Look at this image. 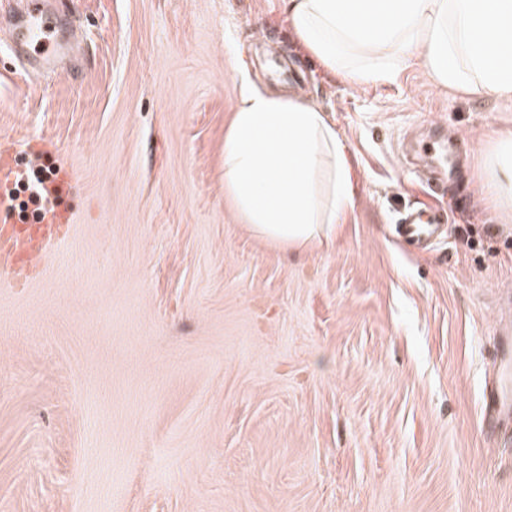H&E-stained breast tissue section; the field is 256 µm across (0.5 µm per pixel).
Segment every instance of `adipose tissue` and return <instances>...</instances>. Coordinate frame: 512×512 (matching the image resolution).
Wrapping results in <instances>:
<instances>
[{
    "label": "adipose tissue",
    "mask_w": 512,
    "mask_h": 512,
    "mask_svg": "<svg viewBox=\"0 0 512 512\" xmlns=\"http://www.w3.org/2000/svg\"><path fill=\"white\" fill-rule=\"evenodd\" d=\"M299 44L363 84L420 65L438 86L512 99V0H285ZM485 181L512 214V129L498 131ZM224 192L247 229L279 249L329 239L354 203L345 147L316 106L245 87L224 134Z\"/></svg>",
    "instance_id": "ef3b65f1"
}]
</instances>
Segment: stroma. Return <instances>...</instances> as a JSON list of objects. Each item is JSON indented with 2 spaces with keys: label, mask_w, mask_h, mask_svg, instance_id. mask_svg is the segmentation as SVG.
Returning a JSON list of instances; mask_svg holds the SVG:
<instances>
[{
  "label": "stroma",
  "mask_w": 512,
  "mask_h": 512,
  "mask_svg": "<svg viewBox=\"0 0 512 512\" xmlns=\"http://www.w3.org/2000/svg\"><path fill=\"white\" fill-rule=\"evenodd\" d=\"M0 0V152L70 171L69 235L0 288V512H512L481 398L512 313V217L481 163L512 100L331 74L283 0H40L69 50H16ZM325 112L354 206L283 252L224 192L244 83ZM468 149L447 191L407 134ZM442 204L415 254L406 210Z\"/></svg>",
  "instance_id": "obj_1"
}]
</instances>
